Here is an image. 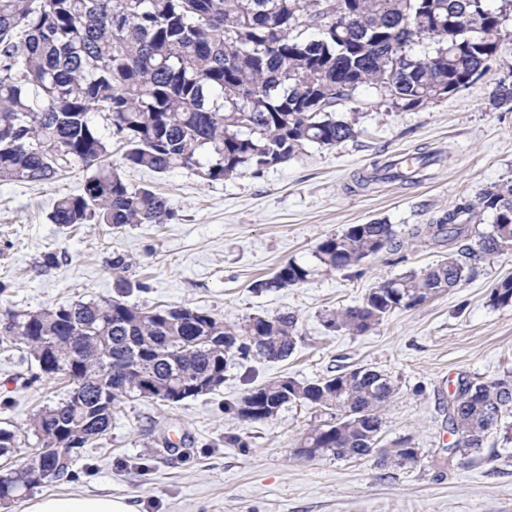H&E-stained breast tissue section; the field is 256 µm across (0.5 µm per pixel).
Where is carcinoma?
<instances>
[{
  "mask_svg": "<svg viewBox=\"0 0 512 512\" xmlns=\"http://www.w3.org/2000/svg\"><path fill=\"white\" fill-rule=\"evenodd\" d=\"M505 17L487 0H0V181L50 183L80 165L92 174L80 193L56 200L52 223L164 224L173 216L167 199L129 185L123 169L183 167L210 183L286 163L308 144L333 147L353 135L336 107L364 85L410 109L485 73L498 55ZM304 28L319 37L303 38ZM422 38L432 50L410 55L407 48ZM97 114L126 147L118 162H106L112 144ZM412 159L418 168L410 178L390 174L392 162L376 161L357 185L414 182L437 154ZM476 209L493 213L479 252L462 244L467 228L455 223ZM424 236L460 246L421 273L380 284L360 305L330 313L326 327L367 333L394 310L462 285L480 253L512 248V184L415 226L410 242ZM404 244L391 225L375 221L325 239L317 257L336 271ZM308 275L289 261L256 288H288ZM140 287L121 276L115 299L15 312L0 323V336L24 345L43 374L70 384L65 400L26 427L0 428V457L13 451L21 430L38 440L23 464L0 468L1 504L72 477L71 463L108 432L125 401L142 396L144 378L206 379L224 373L236 353L274 362L297 346L293 315L229 326L199 309L145 310L120 300ZM491 301L512 303V278L492 291ZM393 394L385 374L356 368L311 381L277 378L245 396L258 410L253 420H271L296 402L330 411V421L311 427L293 454L302 458V449L313 448L341 459L372 454ZM511 412V378L460 380L448 398V430L456 436L448 460L482 447ZM386 453L383 465L420 462L418 449L404 440Z\"/></svg>",
  "mask_w": 512,
  "mask_h": 512,
  "instance_id": "obj_1",
  "label": "carcinoma"
}]
</instances>
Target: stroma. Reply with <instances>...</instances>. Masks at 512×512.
I'll return each instance as SVG.
<instances>
[{"label": "stroma", "mask_w": 512, "mask_h": 512, "mask_svg": "<svg viewBox=\"0 0 512 512\" xmlns=\"http://www.w3.org/2000/svg\"><path fill=\"white\" fill-rule=\"evenodd\" d=\"M503 82H512V13L482 78L409 110L362 87L338 109L354 134L334 147L311 145L288 163L212 183L188 168L124 169L130 185L167 198L174 217L164 224L52 223L56 199L79 193L88 176L80 166L48 184L0 182V322L15 311L112 298L116 253L130 259L126 277L137 285L127 304L196 308L227 324L283 313L298 319L299 341L286 360L233 358L219 389L175 406L126 402L108 433L73 462L75 479L45 483L41 493L109 492L131 498L140 512H512V442L495 433L482 448L452 460L446 454L448 397L458 380L512 375V304L490 300L497 283L512 277V249L473 261L459 288L394 311L361 336L327 329L326 314L435 265L451 243L424 238L330 273L317 258L324 239L351 225L382 221L404 239L414 226L512 183V109L494 103ZM419 147L442 153L429 179L355 187L372 161ZM290 261L308 269L306 282L258 289ZM358 367L382 371L394 384L381 446L409 440L420 466L383 465L374 454L298 459V438L318 421L312 407L290 404L256 422L229 410L269 380ZM38 372L28 349L0 343V427L66 398L67 379ZM181 436L188 455L163 452L164 441Z\"/></svg>", "instance_id": "35a3bbf8"}]
</instances>
